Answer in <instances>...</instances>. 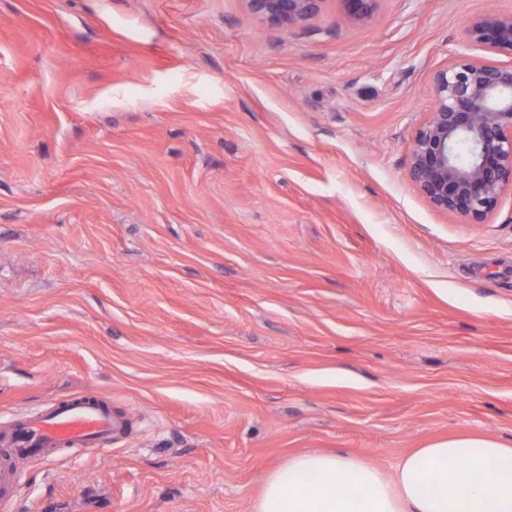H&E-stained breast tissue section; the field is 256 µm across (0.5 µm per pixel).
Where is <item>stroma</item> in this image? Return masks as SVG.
Returning <instances> with one entry per match:
<instances>
[{
    "label": "stroma",
    "instance_id": "stroma-1",
    "mask_svg": "<svg viewBox=\"0 0 512 512\" xmlns=\"http://www.w3.org/2000/svg\"><path fill=\"white\" fill-rule=\"evenodd\" d=\"M512 0H0V427L94 391L133 424L21 467L0 512H252L332 451L512 446V192L407 177L432 76ZM250 14L262 21L293 27L318 16L327 0H246ZM380 0H340L343 4L344 17L353 22L372 17Z\"/></svg>",
    "mask_w": 512,
    "mask_h": 512
}]
</instances>
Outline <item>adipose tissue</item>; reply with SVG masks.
Here are the masks:
<instances>
[{
	"instance_id": "adipose-tissue-1",
	"label": "adipose tissue",
	"mask_w": 512,
	"mask_h": 512,
	"mask_svg": "<svg viewBox=\"0 0 512 512\" xmlns=\"http://www.w3.org/2000/svg\"><path fill=\"white\" fill-rule=\"evenodd\" d=\"M253 512H512V447L441 439L389 473L334 452L299 453L269 473Z\"/></svg>"
}]
</instances>
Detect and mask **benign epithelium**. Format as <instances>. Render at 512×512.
<instances>
[{"mask_svg": "<svg viewBox=\"0 0 512 512\" xmlns=\"http://www.w3.org/2000/svg\"><path fill=\"white\" fill-rule=\"evenodd\" d=\"M262 21L293 27L318 16L327 0H246ZM353 22L379 0H340ZM467 41L489 53L512 52V14L470 20ZM433 112L411 141L408 177L434 208L482 224L512 184V65L458 55L432 77Z\"/></svg>", "mask_w": 512, "mask_h": 512, "instance_id": "7a95c632", "label": "benign epithelium"}]
</instances>
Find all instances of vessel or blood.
Listing matches in <instances>:
<instances>
[{"label":"vessel or blood","instance_id":"vessel-or-blood-1","mask_svg":"<svg viewBox=\"0 0 512 512\" xmlns=\"http://www.w3.org/2000/svg\"><path fill=\"white\" fill-rule=\"evenodd\" d=\"M126 420L117 418L101 396L81 393L31 420L0 431V500L15 496L22 464L51 460L59 448H91L122 433Z\"/></svg>","mask_w":512,"mask_h":512}]
</instances>
